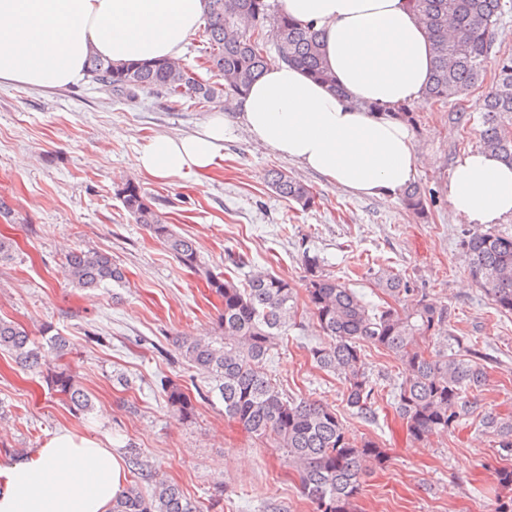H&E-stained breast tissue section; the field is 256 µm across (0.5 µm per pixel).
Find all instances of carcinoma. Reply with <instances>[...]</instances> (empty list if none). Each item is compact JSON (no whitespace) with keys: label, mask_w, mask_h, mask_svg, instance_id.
Returning <instances> with one entry per match:
<instances>
[{"label":"carcinoma","mask_w":512,"mask_h":512,"mask_svg":"<svg viewBox=\"0 0 512 512\" xmlns=\"http://www.w3.org/2000/svg\"><path fill=\"white\" fill-rule=\"evenodd\" d=\"M204 29L205 64L218 81L201 79L172 59L114 62L100 56L89 59L90 81L112 96H130L139 89L166 95L179 105L184 99L198 104L223 97H241L273 62H286L305 70L313 79L334 86L322 50L321 33L286 12H270L267 0H207ZM431 40L434 68L425 88L430 103L466 99L483 83L489 62L494 76L476 104L480 113V145L512 163V55L495 52V29L504 14V0H408ZM277 32L276 57H270L263 30ZM279 197L304 210L316 206L312 189L279 169L265 175ZM125 210L143 225L185 268L204 275L208 288L223 309L214 333L181 335L174 344L184 361L211 379L209 393L224 403V414L250 432L272 438L283 449L298 474L302 495L315 512H353L362 479L372 467L382 466L387 454L367 437L355 439L344 432L336 412L313 400L293 399L263 372L277 345L280 331L295 320L296 291L292 283L271 274H256L236 282L204 266L195 242L176 232L148 200L140 186L129 182L118 190ZM405 209L423 218L427 199L417 185L401 196ZM473 279L496 309L512 314V235L473 232L461 241ZM70 283L82 290L105 288L125 279L112 255L74 248L65 256ZM305 295L318 331L325 342L310 355L345 386L347 406L369 420L376 403V383L366 361V348L383 350L402 362L395 387L396 409L416 442L447 434L458 422L479 417L481 432L492 437L502 457L512 456V415L477 411L466 394L480 390L486 380L481 355L472 349L448 353V342L461 344L451 334L450 312L431 299L409 309L388 304L368 308L340 280L323 273L318 256H305ZM378 286L398 301L409 292L408 282L390 267L381 269ZM0 350L10 353L26 369L39 364V352L21 325L0 318ZM45 381L64 394L74 415L92 410L89 395L65 369L46 372ZM162 391L167 403L184 421L195 417L196 404L178 384L166 380ZM111 512H201L175 484H155L145 495L129 485L113 501Z\"/></svg>","instance_id":"1"}]
</instances>
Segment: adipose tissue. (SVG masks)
Wrapping results in <instances>:
<instances>
[{
    "instance_id": "adipose-tissue-1",
    "label": "adipose tissue",
    "mask_w": 512,
    "mask_h": 512,
    "mask_svg": "<svg viewBox=\"0 0 512 512\" xmlns=\"http://www.w3.org/2000/svg\"><path fill=\"white\" fill-rule=\"evenodd\" d=\"M282 7L322 34L338 88L278 62L253 83L239 120L277 156L355 195L396 199L420 164L412 135L362 105L423 100L434 60L407 0H282ZM206 11V0H0V81L75 84L93 55L178 58ZM233 131L227 113H215L193 134L156 137L137 167L163 180L207 172ZM446 189L463 223L488 227L512 216V165L482 147L456 161ZM126 479L123 458L102 439L60 431L0 472V512H110Z\"/></svg>"
}]
</instances>
